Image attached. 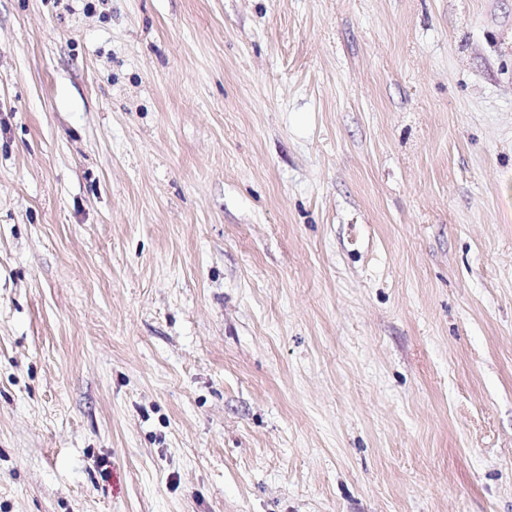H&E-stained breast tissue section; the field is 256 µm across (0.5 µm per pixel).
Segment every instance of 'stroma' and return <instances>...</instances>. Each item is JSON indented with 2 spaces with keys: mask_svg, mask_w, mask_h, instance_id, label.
<instances>
[{
  "mask_svg": "<svg viewBox=\"0 0 512 512\" xmlns=\"http://www.w3.org/2000/svg\"><path fill=\"white\" fill-rule=\"evenodd\" d=\"M0 512H512V0H0Z\"/></svg>",
  "mask_w": 512,
  "mask_h": 512,
  "instance_id": "35a3bbf8",
  "label": "stroma"
}]
</instances>
